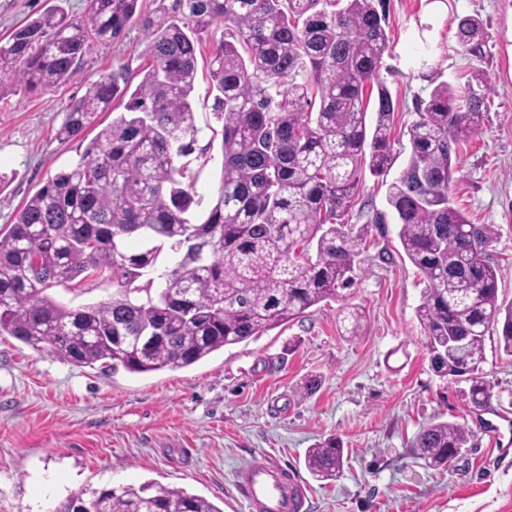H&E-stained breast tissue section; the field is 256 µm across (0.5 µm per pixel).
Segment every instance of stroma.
<instances>
[{
  "instance_id": "obj_1",
  "label": "stroma",
  "mask_w": 512,
  "mask_h": 512,
  "mask_svg": "<svg viewBox=\"0 0 512 512\" xmlns=\"http://www.w3.org/2000/svg\"><path fill=\"white\" fill-rule=\"evenodd\" d=\"M53 8L80 17L88 0H0V37ZM389 47L380 76L398 105L394 163L364 174L347 216L366 230V272L346 300L320 303L303 317L182 369L110 373L60 360L45 349L0 336V512H55L70 495L151 482L205 497L223 512H247L236 473L264 458L288 462L309 488L310 512H512V357L487 337L482 373L487 405L468 403L467 382L430 367L415 310L423 283L404 255L389 215V185L405 167L416 104L440 82L462 87L485 71L488 112L480 133L457 150L449 195L474 224H487V251L499 298L512 302V0H387ZM481 20L484 61L463 55L455 33ZM223 26L201 33L195 90L198 143L207 146L195 190L203 218L217 193L222 151L210 130L209 57ZM146 36L91 40L77 76L51 91L0 99V229L48 177L72 166L86 140L54 136L72 100L101 73H138ZM385 223H375L376 214ZM362 315L352 329L348 315ZM320 385L307 398L305 377ZM507 414L491 445L489 421ZM464 423L466 448L447 469L427 468L410 451L436 418ZM337 437L346 462L332 482L313 478L308 448Z\"/></svg>"
}]
</instances>
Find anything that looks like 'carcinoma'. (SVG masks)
<instances>
[{"mask_svg":"<svg viewBox=\"0 0 512 512\" xmlns=\"http://www.w3.org/2000/svg\"><path fill=\"white\" fill-rule=\"evenodd\" d=\"M176 2L188 13L143 15L139 0H89L79 18L49 8L0 44V97L68 83L90 37L116 39L133 21L146 32L149 59L137 85L122 71L102 74L64 113L62 142L123 107L0 232V336L83 367L184 368L342 300L363 273V235L341 217L363 168L380 176L393 160L395 105L379 78L384 0ZM214 24L224 25L210 60L223 162L216 200L194 222L193 165L204 151L196 150L192 94L199 32ZM456 37L468 59H484L478 19L461 20ZM487 91L476 70L464 91L442 83L420 101L406 168L387 196L404 254L426 283L416 318L431 369L443 379L468 376L475 408L490 397L479 372L491 327L501 326L498 345L512 356V303L499 302L486 259L493 232L449 198L456 145L481 128ZM165 248L181 258L159 274ZM155 273L164 287L153 288ZM93 281L112 283V296L71 307L49 294ZM450 336L467 343L450 351ZM468 438L456 421L431 422L413 440L414 458L446 467ZM343 462L334 437L305 456L321 481L336 479ZM56 512L223 509L144 483L71 496Z\"/></svg>","mask_w":512,"mask_h":512,"instance_id":"1","label":"carcinoma"}]
</instances>
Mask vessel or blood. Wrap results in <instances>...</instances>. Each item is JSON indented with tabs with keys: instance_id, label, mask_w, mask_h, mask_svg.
<instances>
[{
	"instance_id": "1",
	"label": "vessel or blood",
	"mask_w": 512,
	"mask_h": 512,
	"mask_svg": "<svg viewBox=\"0 0 512 512\" xmlns=\"http://www.w3.org/2000/svg\"><path fill=\"white\" fill-rule=\"evenodd\" d=\"M250 512H308L310 498L298 474L274 459L243 468L238 474Z\"/></svg>"
}]
</instances>
